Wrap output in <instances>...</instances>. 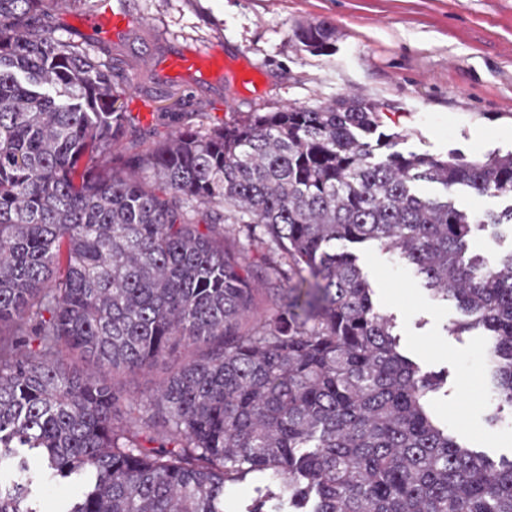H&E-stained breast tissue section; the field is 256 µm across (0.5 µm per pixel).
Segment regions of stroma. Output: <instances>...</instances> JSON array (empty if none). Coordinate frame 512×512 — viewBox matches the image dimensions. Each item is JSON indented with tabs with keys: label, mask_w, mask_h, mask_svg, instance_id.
<instances>
[{
	"label": "stroma",
	"mask_w": 512,
	"mask_h": 512,
	"mask_svg": "<svg viewBox=\"0 0 512 512\" xmlns=\"http://www.w3.org/2000/svg\"><path fill=\"white\" fill-rule=\"evenodd\" d=\"M99 0L50 11L44 30L81 44L105 62L123 88L132 122L125 144L147 149L175 129L171 115L194 113L209 127L267 106L316 107L358 94L381 105L386 130L402 133V151L455 152L468 160L512 151V0H110L130 23L110 36L87 28ZM336 27V51L298 44L295 27ZM239 57L256 76L175 73L170 57L195 49ZM259 287L254 318L272 315L287 283H268L260 252L228 238ZM353 252L376 308L396 323L403 353L425 371H444L430 408L461 442L491 457H512V423L489 427L478 332H452L455 301L432 300L411 268L378 246Z\"/></svg>",
	"instance_id": "obj_1"
}]
</instances>
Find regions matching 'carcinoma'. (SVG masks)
I'll return each instance as SVG.
<instances>
[{
    "instance_id": "obj_1",
    "label": "carcinoma",
    "mask_w": 512,
    "mask_h": 512,
    "mask_svg": "<svg viewBox=\"0 0 512 512\" xmlns=\"http://www.w3.org/2000/svg\"><path fill=\"white\" fill-rule=\"evenodd\" d=\"M53 0H0V512H41V480L80 483L61 512H512V459L460 445L429 401L445 375L399 351L391 316L336 243H373L484 331L490 421L512 414V251L465 256L504 211L449 195H512V151L467 161L397 149L377 102L194 113L142 152L107 66L36 28ZM295 38L328 55L336 27ZM440 186L423 197L417 185ZM288 281L242 330L258 288L240 254ZM204 343L134 403L114 378ZM89 363L80 371L73 359ZM139 417L117 423L121 408ZM262 481V475L252 474L246 480L230 487L225 493V510L227 512H239L244 504L255 496V487Z\"/></svg>"
}]
</instances>
